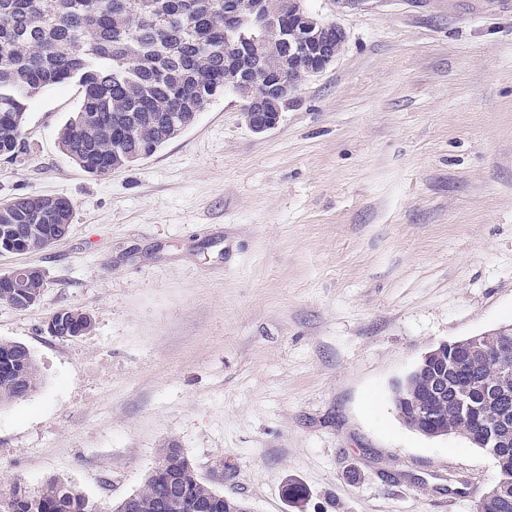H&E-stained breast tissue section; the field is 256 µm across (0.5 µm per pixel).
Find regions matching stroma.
I'll return each instance as SVG.
<instances>
[{
  "mask_svg": "<svg viewBox=\"0 0 512 512\" xmlns=\"http://www.w3.org/2000/svg\"><path fill=\"white\" fill-rule=\"evenodd\" d=\"M347 33L278 125L233 93L97 177L58 145L80 90L33 99L0 202L69 199L0 341L37 391L0 407V495L59 479L100 512L166 444L252 512H476L498 479L461 436L405 426L392 384L430 349L512 324V0H307ZM63 308L92 326L61 341ZM307 492L301 507L289 485ZM44 286L45 275L40 269L28 278L25 288H0V302L19 311L26 310L41 298Z\"/></svg>",
  "mask_w": 512,
  "mask_h": 512,
  "instance_id": "obj_1",
  "label": "stroma"
}]
</instances>
